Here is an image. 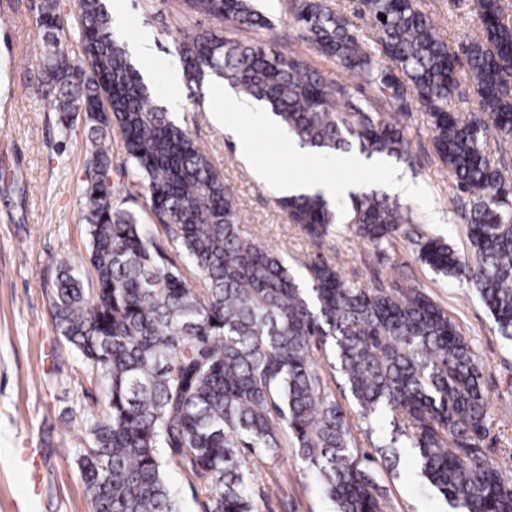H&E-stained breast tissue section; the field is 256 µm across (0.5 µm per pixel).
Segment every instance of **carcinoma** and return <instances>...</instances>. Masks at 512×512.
<instances>
[{
    "mask_svg": "<svg viewBox=\"0 0 512 512\" xmlns=\"http://www.w3.org/2000/svg\"><path fill=\"white\" fill-rule=\"evenodd\" d=\"M185 2L210 20L174 43L187 83L215 76L266 102L304 147L346 152L355 142L370 155L408 159V139L387 108L412 97L436 154L470 196L472 255L420 234L385 194L357 198L351 229L377 247L404 233L427 266L472 284L512 340V182L483 148L492 134L512 135V16L503 0H474L461 52L479 109L464 119L448 110L457 55L414 0H361L379 33L375 51L322 0H294L303 38L360 79L358 98L274 42L224 34L274 29L254 0ZM73 29L77 61L54 0H40L34 90L64 132L79 120L88 128L81 206L90 284L61 257L45 287L55 328L81 355L86 379L104 388L79 457L93 512H182L170 466L182 470L201 512H255L256 462L277 458L285 434L336 512H384L326 368L340 374L364 434L379 448L406 437L419 475L451 508L512 512V476L481 448L489 435L482 371L444 310L408 283L353 287L321 256L294 269L243 236L219 171L114 39L108 0H77ZM114 128L124 174L145 191L144 215L116 197ZM280 203L312 240L330 236L336 214L322 195Z\"/></svg>",
    "mask_w": 512,
    "mask_h": 512,
    "instance_id": "carcinoma-1",
    "label": "carcinoma"
}]
</instances>
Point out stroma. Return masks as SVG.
Masks as SVG:
<instances>
[{
	"mask_svg": "<svg viewBox=\"0 0 512 512\" xmlns=\"http://www.w3.org/2000/svg\"><path fill=\"white\" fill-rule=\"evenodd\" d=\"M38 2L0 0V512H93L78 458L83 421L101 409L102 391L95 383L82 382V359L53 325L50 291L44 286L51 258L66 254L79 265L87 257L79 205L87 132L79 124L62 134L51 105L22 89L36 76L35 69L23 64L41 51L34 27ZM292 3L261 0L275 31L243 30L237 39L277 38L326 80L358 87V78L302 38ZM416 6L449 48L457 49L472 24L473 0H416ZM112 15L121 21L114 33L125 47L151 37L154 53L138 65L149 73L156 101L187 126L223 175L239 211L242 235L291 260L318 255L333 260L342 280L353 286L411 280L447 311L482 366L490 414L483 446L512 474V342L498 334L475 291L431 270L404 235L378 247L349 231L351 196L333 198L338 222L319 245L289 224L279 204V184L285 180L333 178L361 193L384 192L385 171L395 168L422 189L408 202L421 232L443 239L459 253L469 252L460 210L468 197L436 155L426 116L417 111L394 116L410 142L412 163L376 157L367 168H340L332 154H314L306 162L291 156L278 129L264 124L253 101L240 96L234 123L254 149L246 157L238 153L234 136L212 119L213 111L224 105L220 93L227 83L215 78L196 91L172 81L181 72L173 54L174 33L191 31L201 16L187 14L183 0H112ZM345 411L361 455L372 460L387 512H451L441 497L424 489L412 455L401 456L398 467L388 469L365 437L355 408L349 405ZM255 503L258 512H333L318 480L291 448L261 463Z\"/></svg>",
	"mask_w": 512,
	"mask_h": 512,
	"instance_id": "35a3bbf8",
	"label": "stroma"
}]
</instances>
